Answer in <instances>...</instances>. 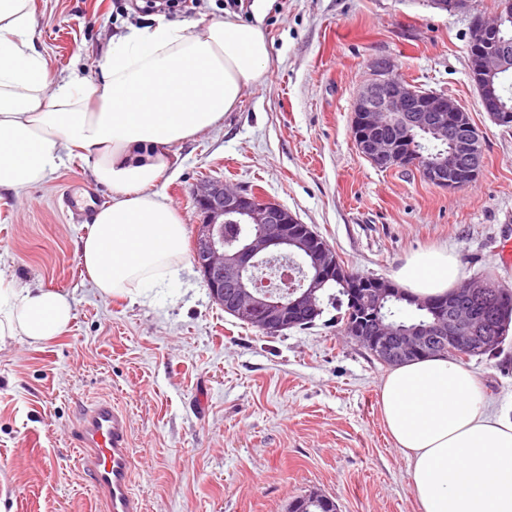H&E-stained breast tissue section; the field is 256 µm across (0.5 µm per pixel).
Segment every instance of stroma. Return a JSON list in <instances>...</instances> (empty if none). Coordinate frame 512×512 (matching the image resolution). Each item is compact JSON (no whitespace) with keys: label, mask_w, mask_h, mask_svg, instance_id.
Listing matches in <instances>:
<instances>
[{"label":"stroma","mask_w":512,"mask_h":512,"mask_svg":"<svg viewBox=\"0 0 512 512\" xmlns=\"http://www.w3.org/2000/svg\"><path fill=\"white\" fill-rule=\"evenodd\" d=\"M430 0H266L264 79L222 122L168 148L155 186L187 230L192 190L220 179L280 203L315 228L350 270L393 279L414 252L453 251L465 278L512 288L496 254L512 238V127L484 112L469 77L475 15ZM112 0H35L37 46L50 76L95 82L113 36L144 16L113 18ZM412 85L455 97L483 135V165L456 190L415 168L382 170L358 150L352 107L375 61ZM102 208L112 191L72 155L36 185L0 194V271L67 294L73 318L57 339L0 350V504L5 512H104L78 462L73 430L87 401L129 416L134 490L146 512H287L317 490L338 512H420L408 462L382 421L385 371L344 333L335 310L314 326L266 335L214 303L185 260L148 300L102 298L82 265L85 225L65 191ZM491 411L512 413V335L493 357L468 360Z\"/></svg>","instance_id":"stroma-1"}]
</instances>
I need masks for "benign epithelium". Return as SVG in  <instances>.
Instances as JSON below:
<instances>
[{
	"instance_id": "1",
	"label": "benign epithelium",
	"mask_w": 512,
	"mask_h": 512,
	"mask_svg": "<svg viewBox=\"0 0 512 512\" xmlns=\"http://www.w3.org/2000/svg\"><path fill=\"white\" fill-rule=\"evenodd\" d=\"M511 20L512 12L502 7L491 17L476 16L468 44L469 57L476 62L473 75L481 90L482 108L498 125L512 119V107L501 100L498 86L499 77L512 69V43L499 38ZM353 111L359 114V151L377 167H396L402 160L403 143L413 131L424 129L448 143V155L421 166L434 181L452 189L461 169L472 175L481 171V135L467 111L452 96L419 91L398 75L389 60L373 66V78L359 91ZM193 195L201 214L193 262L212 300L227 312L276 333L319 311L317 289L351 276L336 252L319 244L310 227H295L296 217L281 204L209 178L199 181ZM226 224H257L259 231L228 247ZM294 256L305 267L300 285L285 293L259 289L264 263ZM490 290V282L474 278L457 290L446 316L400 331L375 318L354 340L389 363L445 347L457 356L484 351L499 337L473 335L477 321L488 315L475 311L473 303Z\"/></svg>"
}]
</instances>
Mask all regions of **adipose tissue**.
Masks as SVG:
<instances>
[{"mask_svg": "<svg viewBox=\"0 0 512 512\" xmlns=\"http://www.w3.org/2000/svg\"><path fill=\"white\" fill-rule=\"evenodd\" d=\"M36 40L34 0H0V191L38 184L82 151L113 194L81 239L84 269L101 297L138 302L178 277L185 259L186 227L154 189L166 149L218 125L261 81L266 36L231 16L134 26L113 38L97 82L49 77ZM461 277L443 248L395 273L420 297L451 292ZM71 319L67 295L0 274V350L40 346ZM379 405L420 512H512V416L488 410L470 369L443 356L395 365L380 379Z\"/></svg>", "mask_w": 512, "mask_h": 512, "instance_id": "obj_1", "label": "adipose tissue"}]
</instances>
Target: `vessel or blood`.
Masks as SVG:
<instances>
[{"label":"vessel or blood","mask_w":512,"mask_h":512,"mask_svg":"<svg viewBox=\"0 0 512 512\" xmlns=\"http://www.w3.org/2000/svg\"><path fill=\"white\" fill-rule=\"evenodd\" d=\"M79 462L88 472L106 512H144L133 489V456L128 419L111 401L98 400L83 408L73 433Z\"/></svg>","instance_id":"vessel-or-blood-1"}]
</instances>
